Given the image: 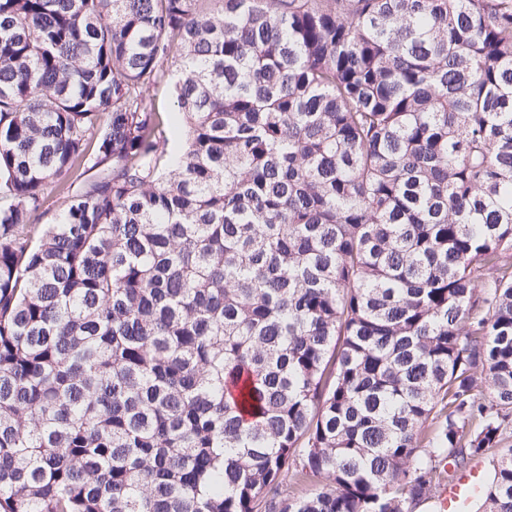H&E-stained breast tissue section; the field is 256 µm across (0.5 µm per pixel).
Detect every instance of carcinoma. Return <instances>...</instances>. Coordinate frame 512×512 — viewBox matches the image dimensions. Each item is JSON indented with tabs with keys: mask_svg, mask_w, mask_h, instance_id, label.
Masks as SVG:
<instances>
[{
	"mask_svg": "<svg viewBox=\"0 0 512 512\" xmlns=\"http://www.w3.org/2000/svg\"><path fill=\"white\" fill-rule=\"evenodd\" d=\"M510 431L512 0H0V512L436 509Z\"/></svg>",
	"mask_w": 512,
	"mask_h": 512,
	"instance_id": "carcinoma-1",
	"label": "carcinoma"
}]
</instances>
